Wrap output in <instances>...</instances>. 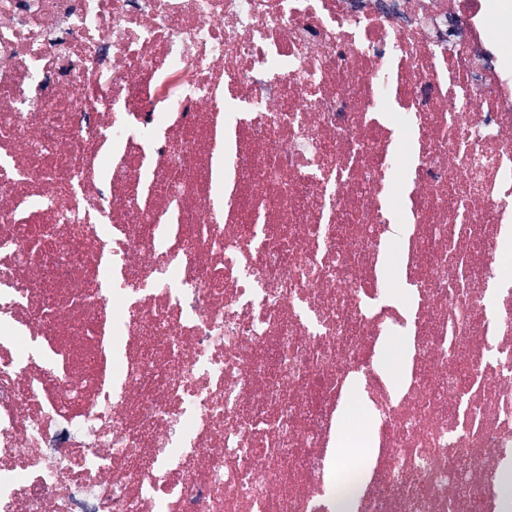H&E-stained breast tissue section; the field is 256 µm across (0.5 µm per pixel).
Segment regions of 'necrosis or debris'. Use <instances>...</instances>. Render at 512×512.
Returning <instances> with one entry per match:
<instances>
[{
	"mask_svg": "<svg viewBox=\"0 0 512 512\" xmlns=\"http://www.w3.org/2000/svg\"><path fill=\"white\" fill-rule=\"evenodd\" d=\"M489 12L0 0V512H512ZM349 390L355 397L351 405H347L346 420L347 422L359 429L364 434V442L362 448L364 452H368L370 448V435L374 427V416L372 408L361 398V381L359 378H352L349 382Z\"/></svg>",
	"mask_w": 512,
	"mask_h": 512,
	"instance_id": "4bbe7bcc",
	"label": "necrosis or debris"
}]
</instances>
